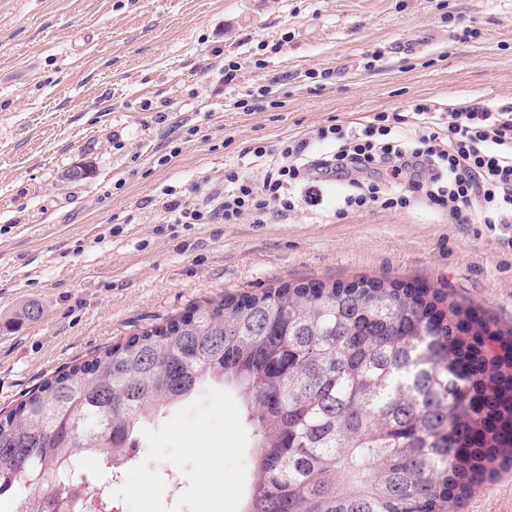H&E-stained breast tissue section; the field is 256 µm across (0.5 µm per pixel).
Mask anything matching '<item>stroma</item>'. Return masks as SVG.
<instances>
[{"mask_svg":"<svg viewBox=\"0 0 512 512\" xmlns=\"http://www.w3.org/2000/svg\"><path fill=\"white\" fill-rule=\"evenodd\" d=\"M269 83L279 106L236 108ZM471 100L512 104V0H0V409L198 303L283 283L441 289L512 325V250L485 225L340 214L336 183L263 224L163 208L228 170L261 180L248 146ZM458 512H512V462Z\"/></svg>","mask_w":512,"mask_h":512,"instance_id":"1","label":"stroma"}]
</instances>
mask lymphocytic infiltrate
I'll return each instance as SVG.
<instances>
[{
	"mask_svg": "<svg viewBox=\"0 0 512 512\" xmlns=\"http://www.w3.org/2000/svg\"><path fill=\"white\" fill-rule=\"evenodd\" d=\"M412 110L419 118L420 136L402 132L401 115L380 112L361 130L332 124L318 128L313 141L286 142L274 159L254 146L252 156L266 162L260 182L233 171L224 191L200 189L191 199L174 196L165 202V210L178 224L215 219L232 224L246 213L262 224L271 214V203H278L282 217L294 210L296 189H305L307 202L317 204L307 186L322 177L345 182L346 208L424 205L447 213L456 224L486 225L496 232L500 246L512 249V106L417 103ZM314 141L333 144L334 149L311 155ZM380 170L390 172L397 190L364 182L365 174Z\"/></svg>",
	"mask_w": 512,
	"mask_h": 512,
	"instance_id": "obj_1",
	"label": "lymphocytic infiltrate"
}]
</instances>
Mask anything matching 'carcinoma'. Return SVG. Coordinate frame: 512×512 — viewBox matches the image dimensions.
Instances as JSON below:
<instances>
[{
    "mask_svg": "<svg viewBox=\"0 0 512 512\" xmlns=\"http://www.w3.org/2000/svg\"><path fill=\"white\" fill-rule=\"evenodd\" d=\"M503 332L393 281L281 284L210 300L60 371L0 417V497L60 512L66 476L130 461L142 424L230 385L253 469L243 512H445L512 447Z\"/></svg>",
    "mask_w": 512,
    "mask_h": 512,
    "instance_id": "carcinoma-1",
    "label": "carcinoma"
}]
</instances>
